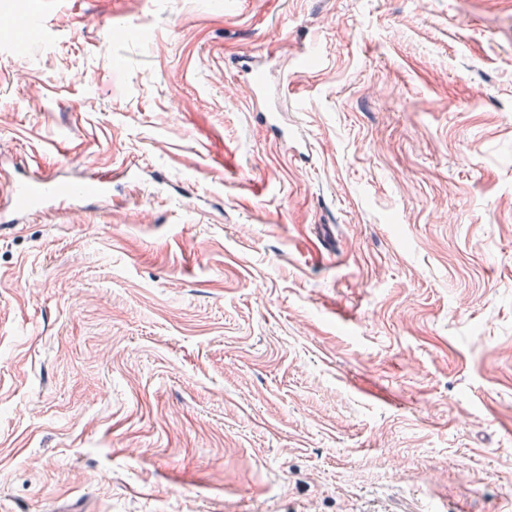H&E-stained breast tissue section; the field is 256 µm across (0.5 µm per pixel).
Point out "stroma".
Segmentation results:
<instances>
[{"instance_id": "stroma-1", "label": "stroma", "mask_w": 512, "mask_h": 512, "mask_svg": "<svg viewBox=\"0 0 512 512\" xmlns=\"http://www.w3.org/2000/svg\"><path fill=\"white\" fill-rule=\"evenodd\" d=\"M34 11L0 206L112 181L0 232V512H512V5ZM110 180L106 177L94 178L88 182L70 184V194L73 199H88L103 197L107 193ZM57 194V184L52 179L21 182L10 190L11 204L15 212L29 214L40 204Z\"/></svg>"}]
</instances>
